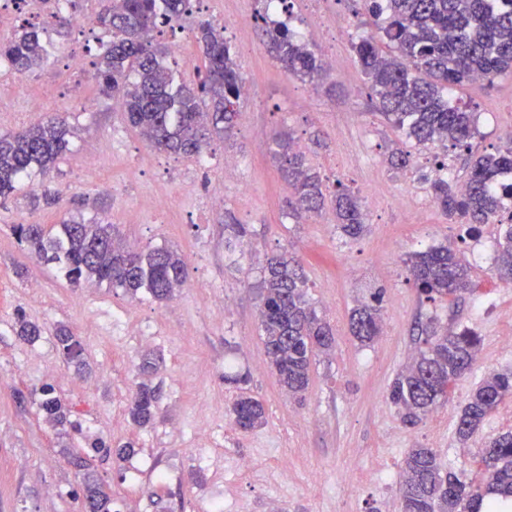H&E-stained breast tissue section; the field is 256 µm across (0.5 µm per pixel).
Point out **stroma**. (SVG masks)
Here are the masks:
<instances>
[{"label":"stroma","instance_id":"35a3bbf8","mask_svg":"<svg viewBox=\"0 0 512 512\" xmlns=\"http://www.w3.org/2000/svg\"><path fill=\"white\" fill-rule=\"evenodd\" d=\"M359 0H292L283 21L305 32L319 26L346 29V36L312 41L323 59H333L313 85L288 74L271 52L260 0H201L183 25L223 13L241 76L256 86L240 99L230 136L212 141L210 166L193 186L180 172L190 160L151 149L128 127L112 101L98 94L92 79L73 88L61 61L27 73L12 112H0V133L17 130L40 113L63 112L76 130L68 158L35 178L59 205L21 193L0 199V512H80L70 494L77 487L70 454L84 451L86 439L134 443L126 460L89 454L88 460L113 498L114 512H206L209 504L238 502L242 512H400L402 462L409 449H435L457 473L478 472L475 452L500 432L512 429V399L505 400L465 446L455 426L472 389L489 373L512 367V352L500 340L512 336V287L493 272L500 227L486 224L477 238L460 239L456 219L444 214L425 176L447 164L453 184L467 181V149L419 145L380 114L357 62L354 43L373 33ZM455 95L478 114L474 139L480 151L501 149L500 128L512 125V74L471 83ZM42 98L39 111L28 107ZM285 130L305 145L307 162L330 187L364 197L376 189L364 211V233L342 235L331 209L316 214L288 206L293 188L282 176L270 137ZM410 151L411 163L395 169L396 148ZM242 163L238 181L225 180V154ZM94 155L88 171L75 157ZM249 186L239 193V182ZM220 195L223 208L205 212L200 198ZM167 204L155 208L158 199ZM105 213L127 244L138 250L168 246L186 257L187 280L166 302L149 295L132 299L102 284L69 285L56 270L32 258L12 234L21 222L57 223L63 215ZM245 225L236 251L224 248V227ZM440 245L459 247L471 267L473 290L463 298L432 303L407 280L405 261ZM296 252L303 261L308 295L330 321L335 343L312 365L304 403L280 389L264 352L258 292L267 256ZM385 292L382 332L372 344L349 330L352 310L370 289ZM43 334L25 344L14 332L17 313ZM469 327L482 338L472 372L453 385L447 402L415 427L405 426L387 393L415 352L416 322ZM81 340L92 366L77 377L55 345L58 326ZM159 359L151 379L159 386L157 414L140 428L127 405L139 381L142 354ZM248 375L249 387L266 407V424L245 433L228 407L233 389L225 373ZM52 385L72 407L84 438L65 436L39 415L43 385ZM208 423L211 436L197 428ZM251 458L256 475H241L239 456ZM379 470L381 477L344 479L350 464Z\"/></svg>","mask_w":512,"mask_h":512}]
</instances>
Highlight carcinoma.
I'll return each mask as SVG.
<instances>
[{"instance_id": "1", "label": "carcinoma", "mask_w": 512, "mask_h": 512, "mask_svg": "<svg viewBox=\"0 0 512 512\" xmlns=\"http://www.w3.org/2000/svg\"><path fill=\"white\" fill-rule=\"evenodd\" d=\"M364 14L393 46L381 50L372 36L354 49L381 113L418 145L449 142L472 149L477 132L473 110L452 99V91L473 81L487 82L512 72V0H362ZM192 14V0H107L96 24L111 33L100 43L93 77L100 94L120 102L127 123L160 152L183 158L199 156L214 137L228 135L237 116L240 75L224 31L206 23L198 28L201 52L193 86L175 84L173 68L164 63L169 47L158 40L164 30L182 28ZM270 49L292 76L312 82L323 70L298 32L285 24L266 29ZM15 73L32 72L49 59L44 28L23 25L0 38V59ZM74 128L55 114L20 131L0 133V198L20 190L32 175L44 174L65 159ZM281 171L294 187V211L317 213L330 207L342 233L357 238L365 228L358 198L349 190L329 191L320 174L306 166L305 155L287 135H275ZM512 146L475 157L466 191L458 194L446 178L431 182L436 199L449 216L464 219L460 239L479 233L507 210L512 201ZM224 246L233 252L246 235L242 224L225 225ZM13 234L38 261L59 266L70 285L107 283L136 297L142 292L161 302L172 299L186 279L184 255L169 247L137 251L115 225L104 218L71 215L57 224H14ZM405 264L408 280L429 301L470 291L469 270L452 248L440 245L412 254ZM495 272L512 283V223L498 243ZM383 289L350 316V330L361 343L380 333ZM260 326L268 364L288 396L305 402L311 384L314 357L334 342L330 325L320 318L306 291L300 261L284 252L266 259L260 291ZM16 336L33 343L39 325L16 313ZM55 341L67 365L77 373L87 368L82 342L65 326L55 330ZM481 339L470 328L440 329L434 321L421 327L417 354L406 371L396 375L389 401L401 410L404 424L416 426L448 399L453 384L476 363ZM224 382L236 386L230 413L243 431L266 423L261 399L244 385L246 376L227 374ZM512 398V370L482 379L465 403L455 434L465 443L504 400ZM158 388L139 383L128 403L130 420L144 427L155 419ZM38 408L46 421L69 425L83 435L82 425L70 420L71 409L50 385L41 388ZM89 448L105 457L123 460L135 453L131 443L116 447L96 439ZM481 476L466 481L443 468L432 448L407 451L400 486L401 512H493V499L512 500V431L493 438L478 450ZM72 495L86 512H112V497L90 473Z\"/></svg>"}]
</instances>
